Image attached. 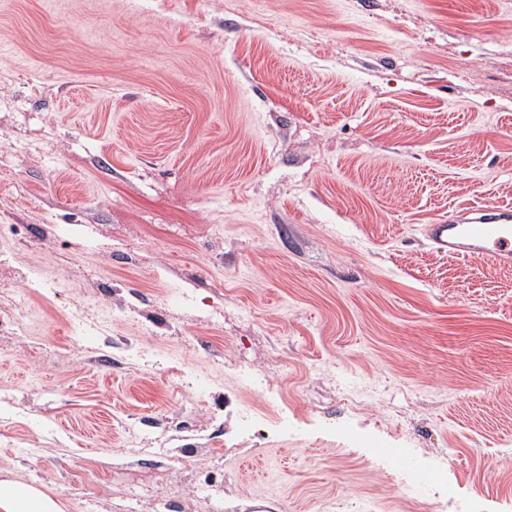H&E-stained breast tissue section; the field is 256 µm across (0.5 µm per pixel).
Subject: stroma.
Masks as SVG:
<instances>
[{
	"label": "stroma",
	"instance_id": "35a3bbf8",
	"mask_svg": "<svg viewBox=\"0 0 512 512\" xmlns=\"http://www.w3.org/2000/svg\"><path fill=\"white\" fill-rule=\"evenodd\" d=\"M486 207L512 0H0V251L55 283L0 270V476L63 512L89 467L96 512H512V267L421 233Z\"/></svg>",
	"mask_w": 512,
	"mask_h": 512
}]
</instances>
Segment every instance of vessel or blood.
<instances>
[{"label": "vessel or blood", "mask_w": 512, "mask_h": 512, "mask_svg": "<svg viewBox=\"0 0 512 512\" xmlns=\"http://www.w3.org/2000/svg\"><path fill=\"white\" fill-rule=\"evenodd\" d=\"M423 233L439 253L480 258L496 266L512 264V218L507 213L486 210L474 222L428 224Z\"/></svg>", "instance_id": "obj_1"}]
</instances>
